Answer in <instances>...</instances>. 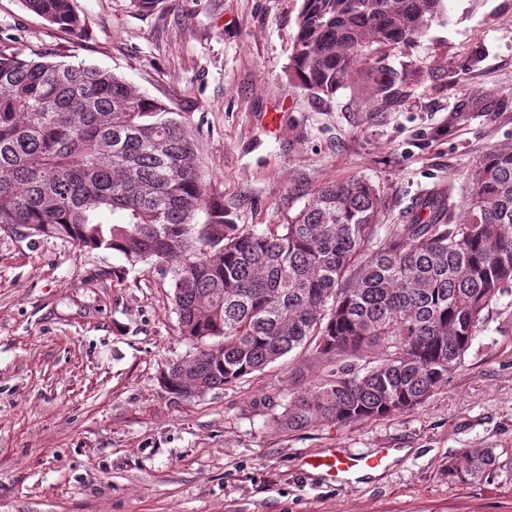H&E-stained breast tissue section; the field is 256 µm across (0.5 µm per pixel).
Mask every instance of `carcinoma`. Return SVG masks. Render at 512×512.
<instances>
[{
  "mask_svg": "<svg viewBox=\"0 0 512 512\" xmlns=\"http://www.w3.org/2000/svg\"><path fill=\"white\" fill-rule=\"evenodd\" d=\"M22 3L52 25L83 28L72 0ZM444 19L445 0H302L289 70L309 92L333 95L367 44L408 42ZM470 181L464 204L451 185L428 191L382 240L380 196L358 177L321 186L261 233L226 224L180 113L108 69L27 60L17 38L0 35V230L66 237L131 265L176 259L179 334L195 352L160 382L181 399L302 348L329 370L271 404L278 428L425 403L512 285V147L488 151ZM373 348L382 349L376 363L349 362ZM499 466L494 449L467 448L448 478L474 482Z\"/></svg>",
  "mask_w": 512,
  "mask_h": 512,
  "instance_id": "obj_1",
  "label": "carcinoma"
}]
</instances>
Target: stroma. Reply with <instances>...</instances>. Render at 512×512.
I'll return each mask as SVG.
<instances>
[{
    "mask_svg": "<svg viewBox=\"0 0 512 512\" xmlns=\"http://www.w3.org/2000/svg\"><path fill=\"white\" fill-rule=\"evenodd\" d=\"M446 5L413 41L366 47L330 96L289 75L301 0H73L75 32L0 0V30L26 58L110 69L181 113L225 223H287L356 176L386 232L435 186L467 195L476 162L512 147V0ZM171 295L162 267L0 231V512H512V288L425 404L301 431L262 406L325 373L301 350L227 389L166 392L161 371L193 352ZM378 448L390 463L350 485L303 464ZM467 448L496 449L500 469L451 481Z\"/></svg>",
    "mask_w": 512,
    "mask_h": 512,
    "instance_id": "stroma-1",
    "label": "stroma"
}]
</instances>
